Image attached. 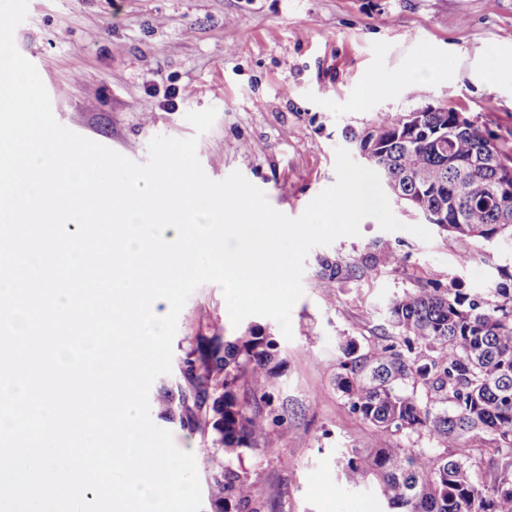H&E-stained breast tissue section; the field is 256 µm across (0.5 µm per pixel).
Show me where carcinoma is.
Segmentation results:
<instances>
[{"label": "carcinoma", "mask_w": 512, "mask_h": 512, "mask_svg": "<svg viewBox=\"0 0 512 512\" xmlns=\"http://www.w3.org/2000/svg\"><path fill=\"white\" fill-rule=\"evenodd\" d=\"M371 167L413 209L443 214L444 232L467 241L512 238V160L459 112L382 115L357 136ZM400 261L382 244L357 263L319 259L329 288L372 279ZM485 291L452 280L392 300L379 336H343L336 392L371 427V448L336 460L350 488L370 487L386 512H512V274ZM284 365L278 342L260 327L215 336L181 372L194 391L178 404L211 413L224 465L213 477L221 512H247L253 484L234 465L243 449L274 447L283 415L270 387ZM248 396L238 394L239 385Z\"/></svg>", "instance_id": "obj_1"}]
</instances>
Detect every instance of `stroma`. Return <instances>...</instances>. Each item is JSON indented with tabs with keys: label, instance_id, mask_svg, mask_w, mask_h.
<instances>
[{
	"label": "stroma",
	"instance_id": "obj_1",
	"mask_svg": "<svg viewBox=\"0 0 512 512\" xmlns=\"http://www.w3.org/2000/svg\"><path fill=\"white\" fill-rule=\"evenodd\" d=\"M15 44L60 124L139 163L154 136L195 135L187 112L216 108L198 137L206 175L241 172L291 218L335 183L336 148L354 150V135L383 114L447 106L512 148V0H29ZM426 62L435 78L414 81ZM381 81L387 90L373 92ZM171 87L183 92L173 109L164 97ZM390 205L406 230L366 218L358 235L310 250L292 338L267 317L233 326L217 284L188 298L173 369L155 380L149 402L153 422L195 456L202 512H217L210 486L224 451L212 428L169 418L164 395L183 384L179 369L201 342L253 325L277 337L285 361L271 387L284 410L275 445L243 454L257 512H384L372 490L346 489L336 477L337 449L374 440L334 387L339 337L374 335L406 290L457 277L480 291L500 281V268L512 270V240L465 242L435 228L426 242L408 231L423 216L400 200ZM378 241L397 249L396 268L323 287L320 258L357 262ZM465 251L473 260L461 268Z\"/></svg>",
	"mask_w": 512,
	"mask_h": 512
}]
</instances>
